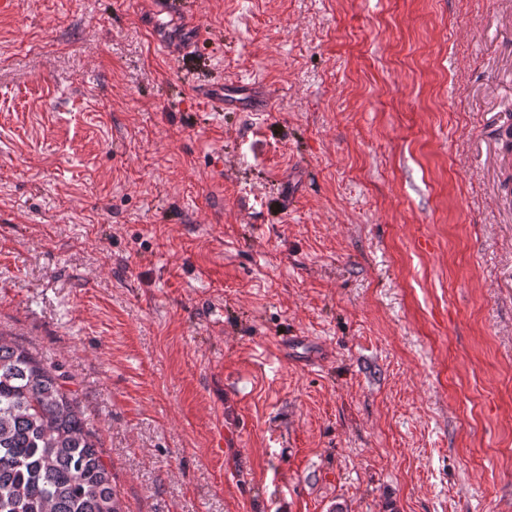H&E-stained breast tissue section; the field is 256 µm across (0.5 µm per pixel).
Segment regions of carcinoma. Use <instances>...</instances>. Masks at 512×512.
<instances>
[{"label": "carcinoma", "instance_id": "1", "mask_svg": "<svg viewBox=\"0 0 512 512\" xmlns=\"http://www.w3.org/2000/svg\"><path fill=\"white\" fill-rule=\"evenodd\" d=\"M0 512H123L78 393L2 333Z\"/></svg>", "mask_w": 512, "mask_h": 512}]
</instances>
